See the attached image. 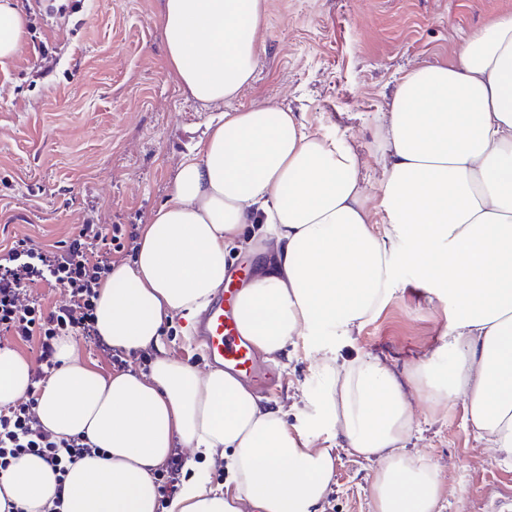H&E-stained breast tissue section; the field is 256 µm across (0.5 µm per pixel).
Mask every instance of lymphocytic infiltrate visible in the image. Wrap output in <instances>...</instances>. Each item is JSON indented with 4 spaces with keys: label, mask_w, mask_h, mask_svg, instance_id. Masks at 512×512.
<instances>
[{
    "label": "lymphocytic infiltrate",
    "mask_w": 512,
    "mask_h": 512,
    "mask_svg": "<svg viewBox=\"0 0 512 512\" xmlns=\"http://www.w3.org/2000/svg\"><path fill=\"white\" fill-rule=\"evenodd\" d=\"M139 232L134 224H85L61 245L43 249L21 239L0 263V334L26 341L39 339L43 368L56 367L59 338L81 334L95 336L94 311L100 283L112 271V251L134 244ZM47 283L66 290L68 303L44 309L39 301L24 303L27 288ZM36 397L0 410V472L18 458L42 457L58 475L85 454L91 445L82 438L59 440L40 423Z\"/></svg>",
    "instance_id": "1"
}]
</instances>
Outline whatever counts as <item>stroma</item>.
Returning a JSON list of instances; mask_svg holds the SVG:
<instances>
[{
  "mask_svg": "<svg viewBox=\"0 0 512 512\" xmlns=\"http://www.w3.org/2000/svg\"><path fill=\"white\" fill-rule=\"evenodd\" d=\"M163 0H27L22 51L0 64V258L27 238L49 248L82 224H138L172 196L182 159L221 112L270 102L359 158L369 197L383 178L377 119L399 78L455 62L466 38L512 0H267L264 52L254 81L205 108L175 84L160 21ZM408 269L380 316L339 352L386 365L419 430L410 454L437 465L444 512H512V466L496 462L463 418L461 401L435 405L416 383L418 364L444 342L448 306L419 293ZM169 356L209 369L182 320L164 336ZM266 398L299 422L303 394L320 393L304 345L269 364ZM323 512H373L371 462L336 451Z\"/></svg>",
  "mask_w": 512,
  "mask_h": 512,
  "instance_id": "35a3bbf8",
  "label": "stroma"
}]
</instances>
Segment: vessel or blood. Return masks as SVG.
<instances>
[{
    "mask_svg": "<svg viewBox=\"0 0 512 512\" xmlns=\"http://www.w3.org/2000/svg\"><path fill=\"white\" fill-rule=\"evenodd\" d=\"M236 288L219 289L197 319L196 331L210 361L239 377H255L254 350L241 335L235 316Z\"/></svg>",
    "mask_w": 512,
    "mask_h": 512,
    "instance_id": "vessel-or-blood-1",
    "label": "vessel or blood"
}]
</instances>
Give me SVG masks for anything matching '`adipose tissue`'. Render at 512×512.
I'll use <instances>...</instances> for the list:
<instances>
[{"mask_svg": "<svg viewBox=\"0 0 512 512\" xmlns=\"http://www.w3.org/2000/svg\"><path fill=\"white\" fill-rule=\"evenodd\" d=\"M265 17L266 0H164L174 82L205 107L237 98L254 80ZM25 27L21 0H0V61L21 51ZM378 135L385 177L374 208L358 156L296 113L258 105L210 123L133 262L114 266L96 300L98 335L153 351L148 372L103 375L60 338L37 414L95 452L62 479L23 457L0 475V512H321L339 437L378 464L373 512H442L437 467L406 452L416 420L394 374L368 357L339 359L393 296L403 265L448 302V363L417 376L434 402L462 400L493 459L512 465V14L465 41L453 64L404 73ZM250 224L263 233L238 293L239 331L267 356L302 338L325 379L295 428L234 374L193 370L163 344L166 326L200 313L222 286ZM31 385L28 361L0 348V405ZM179 446L192 475L164 502L158 474ZM219 464L226 479L213 488Z\"/></svg>", "mask_w": 512, "mask_h": 512, "instance_id": "1", "label": "adipose tissue"}]
</instances>
